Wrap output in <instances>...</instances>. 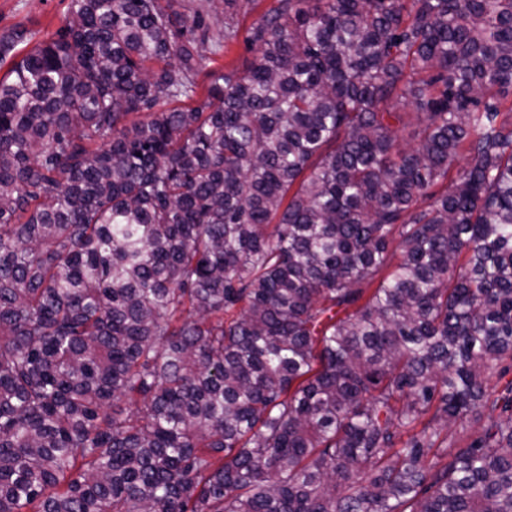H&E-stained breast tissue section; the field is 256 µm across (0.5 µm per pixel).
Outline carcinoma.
Segmentation results:
<instances>
[{
  "mask_svg": "<svg viewBox=\"0 0 512 512\" xmlns=\"http://www.w3.org/2000/svg\"><path fill=\"white\" fill-rule=\"evenodd\" d=\"M257 2L0 80V512H512V0H276L166 108ZM273 3L274 2L271 0L260 1L257 8L242 19L237 38L228 44L225 50L223 48L218 54L209 55V59L206 61L205 67L197 76L198 89L193 100H187L184 103L169 104L166 108L170 109L176 106H196L206 100L207 87L209 85V77L207 73L214 71L224 72V67H237L242 69L246 61L251 60L253 57V54L247 50L244 42L247 36V30L252 23L257 20L258 17Z\"/></svg>",
  "mask_w": 512,
  "mask_h": 512,
  "instance_id": "1",
  "label": "carcinoma"
}]
</instances>
